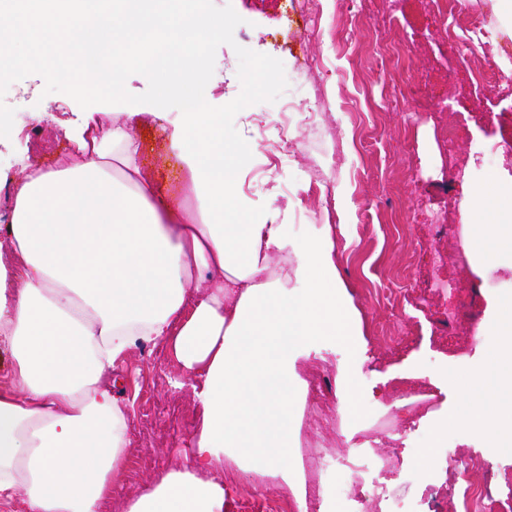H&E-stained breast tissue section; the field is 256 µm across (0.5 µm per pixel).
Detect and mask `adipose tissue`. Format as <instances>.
Masks as SVG:
<instances>
[{
  "mask_svg": "<svg viewBox=\"0 0 512 512\" xmlns=\"http://www.w3.org/2000/svg\"><path fill=\"white\" fill-rule=\"evenodd\" d=\"M28 0L17 23L0 25L9 47L67 18L61 62L47 66L77 93L128 94L134 66L154 83V121L181 163L178 188L145 174L131 129L89 113L66 135L83 160L27 164L0 225V349L13 358L0 385V499L24 512H100L121 479L130 444L125 409L106 377L142 344H168L202 406L188 465L159 475L126 512H224L220 458L234 448L284 467L293 404L304 382L299 357L322 336H352L351 299L336 274L332 225L307 242L291 271H273L288 248L277 211L256 216L239 194L249 144H225L224 115L210 111L207 43L224 24L206 0ZM183 107L170 117L166 105ZM495 224L468 225L472 253L512 250V205ZM464 423L498 430V387L477 379Z\"/></svg>",
  "mask_w": 512,
  "mask_h": 512,
  "instance_id": "ef3b65f1",
  "label": "adipose tissue"
}]
</instances>
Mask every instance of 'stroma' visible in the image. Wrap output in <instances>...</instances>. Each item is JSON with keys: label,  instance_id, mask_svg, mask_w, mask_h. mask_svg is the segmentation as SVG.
I'll return each mask as SVG.
<instances>
[{"label": "stroma", "instance_id": "35a3bbf8", "mask_svg": "<svg viewBox=\"0 0 512 512\" xmlns=\"http://www.w3.org/2000/svg\"><path fill=\"white\" fill-rule=\"evenodd\" d=\"M223 20L224 36L209 42L212 74L209 106L224 115V139L249 142L252 155L240 192L254 212L282 209L290 244L315 238L322 225L335 228L336 271L356 310L359 334L346 340L322 337L297 372L310 379L327 374L336 399L318 411L312 401L297 404L290 437L295 482H285L255 456L224 451V484L229 500L270 491L303 499L317 477L315 455L355 453L360 431H372L375 451L395 456L401 467L389 477L401 487L405 512H424L425 489L448 494L437 478L443 447L437 427L467 410L466 392L474 378H493L501 391L512 376L496 373L494 347L482 338L463 355L439 342L437 311L460 303L457 294L417 289L411 304L388 302L389 290L406 276L427 280L435 244L429 225L441 214L461 219L463 185L478 186L512 172V154L500 153L487 164L471 142L490 145L499 131L486 116L512 113V94L480 81L501 72L512 80V33L501 28L497 0H459L458 18L433 11L427 0H316L314 11L297 0H209ZM482 13L489 22L483 44L459 56L456 42L468 16ZM267 72L255 84L249 77ZM127 98L76 94L67 86L38 78L34 69H10L0 81V176L19 180L23 165H50L66 156L79 161L64 134L91 112L152 108V81L137 68L127 71ZM315 113L311 124H294L290 157L277 159L274 126L255 124L262 112L286 106ZM459 127L456 151L461 171L448 169V153L439 136L443 124ZM143 145L144 171L175 183L180 164L163 150L156 123L133 127ZM442 281L476 287L481 318L512 316V257L498 255L483 275L448 267ZM408 327L412 343L397 346L380 338L382 330ZM182 371L164 344H145L116 363L107 381L129 415L124 480L113 487L103 512H126L128 501L169 467L187 463L201 407L191 388L173 389ZM421 390L425 411L402 408L394 393ZM351 411H343V401ZM461 454L493 457L501 475L496 492L512 500V449L478 426L453 429Z\"/></svg>", "mask_w": 512, "mask_h": 512}]
</instances>
